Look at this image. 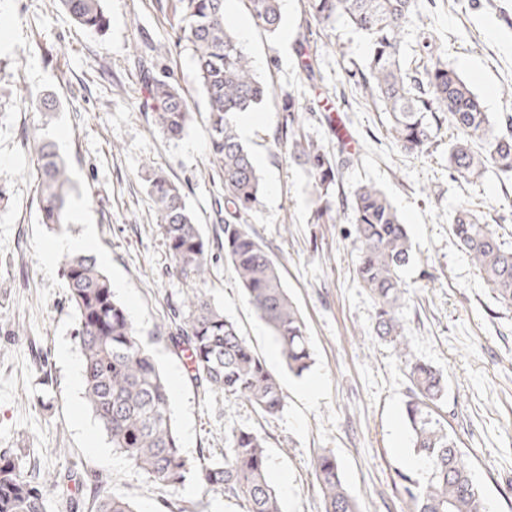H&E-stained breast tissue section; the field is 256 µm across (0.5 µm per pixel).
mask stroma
<instances>
[{
  "mask_svg": "<svg viewBox=\"0 0 512 512\" xmlns=\"http://www.w3.org/2000/svg\"><path fill=\"white\" fill-rule=\"evenodd\" d=\"M304 4L285 0L279 30L254 28L244 41L272 94L255 109L259 121L243 142L265 187L250 225L278 261L306 323L311 369L297 376L274 357L277 345L223 252H215L205 283L280 380L284 408L266 420L244 401L196 388L167 341L191 283L170 267L141 172L165 168L184 184L205 234L223 235L216 203L224 185L209 158L205 98L192 47L181 37V0H103L110 25L102 34L78 28L58 0H0V184L11 195L0 209V451L21 452L42 475L69 474L50 491L55 506L71 498L78 512H92L90 486L100 477L138 512H183L193 504L199 512H246L241 501L203 493L191 481L175 492L160 489L103 431L85 437L84 425L96 420L75 379L82 355L62 257L49 247L92 224L102 268L123 283L116 298L165 377L179 381L173 418L189 458L225 448L232 429H255L266 438L270 470L280 475L272 486L283 512H323L312 464L325 451L336 455L360 512H410L406 487L424 473L401 458L413 449L404 413L408 380L391 345L374 332L377 308L356 279L358 253L342 212L343 197L371 183L397 209L412 244L402 274L406 340L448 380L439 412L489 512H512V308L496 300L449 231L451 212L466 201L512 249V181L492 171L473 184L454 178L445 125L427 153L397 146L354 77L366 54L363 39L344 19L318 24ZM419 12L405 37L407 59H419L424 37H432L493 121L512 115V0H419ZM306 55L315 63L311 80L302 68ZM147 72L173 76L187 96L193 119L181 139H166L146 112ZM289 97L308 107L306 136L346 162L332 191L333 215L320 223L306 172L273 142ZM40 98L51 103L43 115L34 108ZM36 120L69 166L72 188L58 226L40 222L27 138ZM312 381L319 393L309 399L304 388Z\"/></svg>",
  "mask_w": 512,
  "mask_h": 512,
  "instance_id": "1",
  "label": "stroma"
}]
</instances>
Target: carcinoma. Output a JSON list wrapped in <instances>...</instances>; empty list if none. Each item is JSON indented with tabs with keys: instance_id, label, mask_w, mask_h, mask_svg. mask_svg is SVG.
Instances as JSON below:
<instances>
[{
	"instance_id": "obj_1",
	"label": "carcinoma",
	"mask_w": 512,
	"mask_h": 512,
	"mask_svg": "<svg viewBox=\"0 0 512 512\" xmlns=\"http://www.w3.org/2000/svg\"><path fill=\"white\" fill-rule=\"evenodd\" d=\"M241 2L256 28L269 33L279 29L280 0ZM183 4V37L192 46L205 96L209 155L224 180V260L254 313L271 330L288 370L300 376L314 363L306 324L282 285L278 262L250 226L260 204L261 176L238 133L239 117L266 101L271 87L256 76L249 52L226 25L224 0ZM60 6L83 29L101 33L109 27L102 0H60ZM307 12L322 24L343 17L367 41L368 58L358 86L387 114V131L402 150L427 152L443 113L454 130L448 169L457 178L472 182L494 168L500 177L512 179V117L499 126L492 122L433 41L422 43L428 55L422 69L407 66L403 39L416 25L418 0H307ZM146 85L153 125L169 140L180 138L192 114L178 84L167 76ZM304 111L288 100L274 145L298 161L318 198L326 200L341 172L331 154L307 141L300 121ZM33 151L41 222L61 224L70 183L67 164L45 137L33 139ZM141 178L171 268L186 279L205 282L212 244L187 208L182 184L161 167L146 170ZM349 209L353 244L360 254L356 276L378 307L377 336L393 344L406 370L410 386L405 419L413 447L428 463L426 481L407 489L412 512H486L470 465L433 415L432 406L447 394V381L418 359L402 336L401 273L411 259L406 225L387 195L370 183L350 193ZM450 230L498 301L512 307V250L501 247L490 225L480 222L466 202L455 209ZM62 279L83 357V398L112 448L164 489L176 490L191 480L206 493L244 501L247 512H281L267 480L265 438L257 431L232 430L218 456L202 454L192 461L184 454L169 386L96 258L65 257ZM168 339L172 352L189 360L190 379L204 392L243 400L264 418L282 411L284 395L277 377L205 289L192 288L186 294ZM314 473L325 512H359L335 454L318 455ZM92 493L95 512H136L100 478L94 480ZM0 512H52L41 476L26 471L21 456L10 450L0 453Z\"/></svg>"
}]
</instances>
